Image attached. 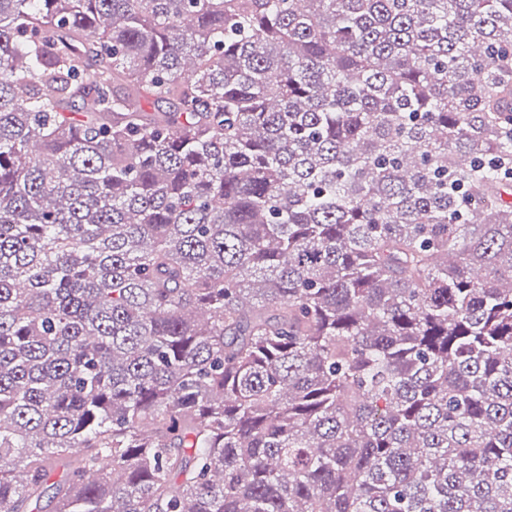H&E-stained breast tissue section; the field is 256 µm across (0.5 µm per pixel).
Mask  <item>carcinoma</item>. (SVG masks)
Wrapping results in <instances>:
<instances>
[{
	"mask_svg": "<svg viewBox=\"0 0 512 512\" xmlns=\"http://www.w3.org/2000/svg\"><path fill=\"white\" fill-rule=\"evenodd\" d=\"M57 466L512 512V0H0V512Z\"/></svg>",
	"mask_w": 512,
	"mask_h": 512,
	"instance_id": "obj_1",
	"label": "carcinoma"
}]
</instances>
